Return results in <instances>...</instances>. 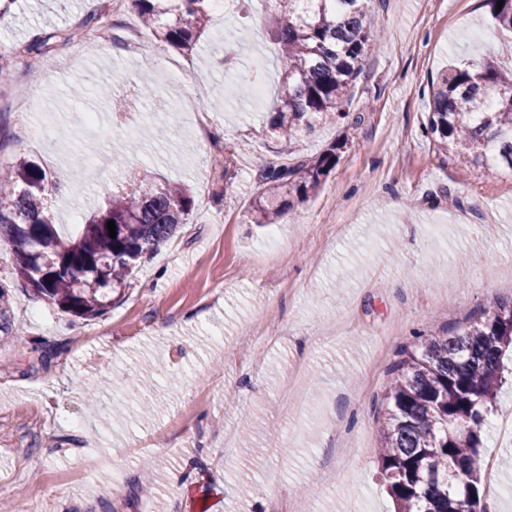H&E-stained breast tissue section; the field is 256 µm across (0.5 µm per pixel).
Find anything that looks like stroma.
<instances>
[{"label": "stroma", "instance_id": "1", "mask_svg": "<svg viewBox=\"0 0 512 512\" xmlns=\"http://www.w3.org/2000/svg\"><path fill=\"white\" fill-rule=\"evenodd\" d=\"M107 5L16 0L0 20V171L23 158L68 171L71 191L52 199L66 234L145 172L185 182L195 209L92 320L18 281L0 241L17 328L0 339V512H393L378 480L376 416L399 350L512 299V278L494 274L512 267V172L452 164L423 133L437 74L497 54L488 6L375 0L369 24L381 38L348 117L294 147L315 157L342 143L335 169L316 196L260 227L250 201L260 171L279 159L263 118L278 89L263 8L212 21L192 52L140 53L125 41L137 11ZM107 14L105 38H72L74 21ZM228 26L240 35L225 69ZM47 33L57 36L49 53L30 52ZM174 64L189 75L171 86L162 74ZM102 84L135 104L134 119L104 104ZM145 86L154 99H142ZM161 102L175 123L156 125ZM20 103L50 143L18 123ZM84 112L97 113L95 132L76 127ZM151 123L154 137L126 151ZM121 151L124 170L90 176V163ZM131 365L154 415L110 391L111 412L87 415L80 380Z\"/></svg>", "mask_w": 512, "mask_h": 512}]
</instances>
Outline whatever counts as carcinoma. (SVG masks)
Wrapping results in <instances>:
<instances>
[{"label": "carcinoma", "mask_w": 512, "mask_h": 512, "mask_svg": "<svg viewBox=\"0 0 512 512\" xmlns=\"http://www.w3.org/2000/svg\"><path fill=\"white\" fill-rule=\"evenodd\" d=\"M213 2L135 0V7L156 40L191 51L210 22ZM269 2L281 82L267 133L282 161L259 175L262 189L250 210L254 224H273L293 202L307 201L336 167L334 146L315 158L286 159L301 133L348 117L375 38L367 22L374 0ZM485 3L494 28L509 34L500 52L512 53V0L500 8L498 0ZM429 93L425 132L444 157L480 166L488 176L512 170V67L496 58L453 66ZM52 183L46 169L27 160L0 176V240L11 244L17 274L36 294L85 320L107 313L137 263L171 242L195 208L184 184L144 175L112 193L76 233L62 235L52 214ZM13 327L9 293L0 284V335H12ZM509 350L512 303L483 311L460 332L420 336L402 348L385 386L378 460L395 512H484L480 448ZM100 384L88 378L82 385L97 413ZM119 384L130 394L144 393L135 369Z\"/></svg>", "instance_id": "1"}]
</instances>
